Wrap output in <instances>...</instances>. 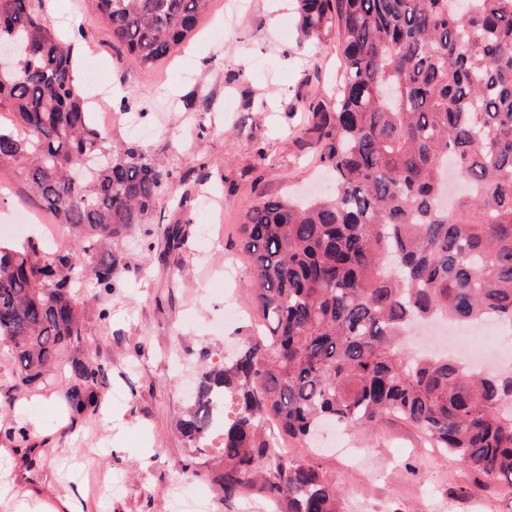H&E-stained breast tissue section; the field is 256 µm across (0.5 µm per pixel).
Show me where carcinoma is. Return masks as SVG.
<instances>
[{"label": "carcinoma", "mask_w": 512, "mask_h": 512, "mask_svg": "<svg viewBox=\"0 0 512 512\" xmlns=\"http://www.w3.org/2000/svg\"><path fill=\"white\" fill-rule=\"evenodd\" d=\"M112 40L147 69L195 29L210 0H93ZM301 33L336 26V103L312 102L328 196L249 208L239 240L264 331L230 363H210L181 432L221 430L218 491L260 469L284 512H340L319 468L275 451L266 423L302 439L327 423L365 428L393 415L426 433L512 504V373H481L399 345L410 323L512 321V0H298ZM0 165L76 246L0 245V346L19 389L65 352L78 419L100 403L104 366L74 353V285L114 281L112 240L157 207L169 172L90 121L41 0H0ZM467 185L441 207L448 165Z\"/></svg>", "instance_id": "obj_1"}]
</instances>
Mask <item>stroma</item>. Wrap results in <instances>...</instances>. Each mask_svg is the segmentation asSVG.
<instances>
[{
	"instance_id": "35a3bbf8",
	"label": "stroma",
	"mask_w": 512,
	"mask_h": 512,
	"mask_svg": "<svg viewBox=\"0 0 512 512\" xmlns=\"http://www.w3.org/2000/svg\"><path fill=\"white\" fill-rule=\"evenodd\" d=\"M277 0H211L197 28L155 69L146 70L116 42L92 0H44L56 32L87 43L94 77L87 94L122 86L135 119L112 115L114 143L163 162L169 177L142 225L113 240L119 274L110 290L83 277L82 335L76 348L105 367L102 405L124 408L116 427L102 413L69 425L66 368L33 390L15 386L0 350V448L25 427L46 449L0 458V486L35 490L55 504L76 496L82 512H281L257 471L243 497L214 485L224 457L188 446L180 424L192 403L202 361L231 358L259 315L249 283L252 264L238 246L246 210L298 193L326 194L329 178L314 148L309 102H331L342 72L336 28L301 39L294 8ZM81 17L79 27L66 21ZM203 58L196 71L192 61ZM192 192L196 204L179 201ZM39 215L9 166L0 167V224ZM178 226L182 245L163 230ZM327 450L285 439L283 451L314 460L342 491L344 512H501L497 487L433 448L418 428L385 419L366 431L327 434ZM352 448L356 457L344 456ZM190 472H183V463ZM111 481H104V473Z\"/></svg>"
}]
</instances>
